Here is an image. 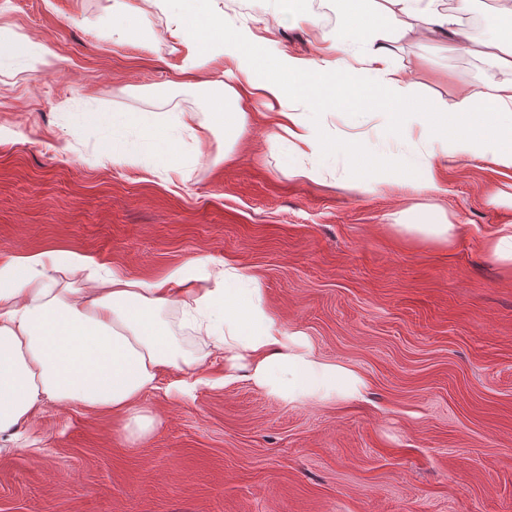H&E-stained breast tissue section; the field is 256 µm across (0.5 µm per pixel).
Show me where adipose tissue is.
I'll use <instances>...</instances> for the list:
<instances>
[{
    "mask_svg": "<svg viewBox=\"0 0 512 512\" xmlns=\"http://www.w3.org/2000/svg\"><path fill=\"white\" fill-rule=\"evenodd\" d=\"M211 2L125 0L120 32L126 41L149 42L143 14L157 9L170 17V36L184 49L180 74L228 61L212 100L224 160H232L247 133L243 101L250 95L270 109L267 149L292 176L322 180L328 161L339 156L355 175L353 188L406 196L444 192L449 167L464 158L512 169V80L488 79L450 103L420 97L408 70L394 64L402 40L448 35L454 49L512 73V40L497 30L473 40L461 22L479 0H455L451 9L444 0H336L340 20L330 29L320 27L307 0H281L275 21L318 28L320 52L311 60L225 23ZM336 107L356 120L381 118L385 139L418 149L415 162L403 164L398 153L330 129L322 115ZM111 125L102 157L122 162L139 145L166 174L184 176L180 146L199 135L196 113L168 120L156 112L116 113ZM403 216L408 232L433 241L450 242L457 230L444 214L425 208ZM99 269L93 257L64 249L0 253V439L15 436L50 403L112 412L123 417L127 437H145L155 419L143 413L142 396L169 369L182 374L174 390L189 392L188 377L204 362L183 347L187 328L223 358L224 384L243 378L295 402L332 400L361 383L288 333L268 306L261 279L233 262L217 266L199 256L157 278Z\"/></svg>",
    "mask_w": 512,
    "mask_h": 512,
    "instance_id": "adipose-tissue-1",
    "label": "adipose tissue"
}]
</instances>
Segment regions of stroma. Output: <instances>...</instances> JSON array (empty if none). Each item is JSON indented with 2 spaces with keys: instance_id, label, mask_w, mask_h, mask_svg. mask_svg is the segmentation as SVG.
I'll list each match as a JSON object with an SVG mask.
<instances>
[{
  "instance_id": "stroma-1",
  "label": "stroma",
  "mask_w": 512,
  "mask_h": 512,
  "mask_svg": "<svg viewBox=\"0 0 512 512\" xmlns=\"http://www.w3.org/2000/svg\"><path fill=\"white\" fill-rule=\"evenodd\" d=\"M0 0V252L68 249L134 276L198 256L263 282L270 308L325 362L361 376L355 397L283 402L248 382L168 392L163 372L141 405L156 418L130 440L111 413L49 404L0 453V512H512V268L481 248L502 224L494 188L512 169L465 159L444 193L405 198L344 181L288 176L272 128L250 102L229 164L221 132L183 146L187 176L166 180L152 152L99 158L115 112L197 113L208 89L183 85L168 18L147 11L146 44L123 40L115 0ZM290 54L316 57L308 27L279 24L263 0H215ZM42 43L32 70L24 47ZM424 41L396 65L424 97L454 100L493 76L465 53L414 71ZM95 112L99 122L82 123ZM413 204L436 205L462 230L444 247L398 228Z\"/></svg>"
}]
</instances>
